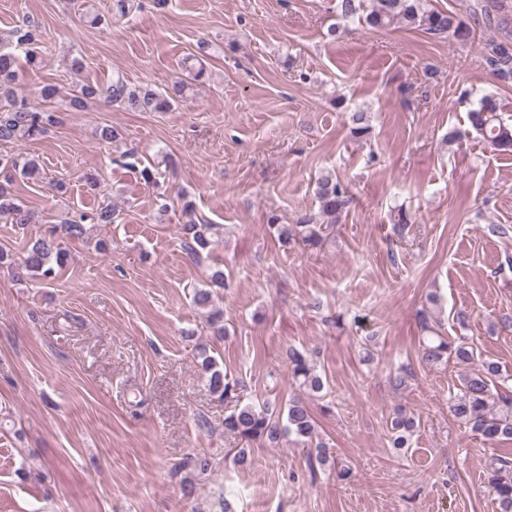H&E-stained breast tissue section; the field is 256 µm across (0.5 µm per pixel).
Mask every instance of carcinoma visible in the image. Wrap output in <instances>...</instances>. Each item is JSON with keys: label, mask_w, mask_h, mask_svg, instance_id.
<instances>
[{"label": "carcinoma", "mask_w": 512, "mask_h": 512, "mask_svg": "<svg viewBox=\"0 0 512 512\" xmlns=\"http://www.w3.org/2000/svg\"><path fill=\"white\" fill-rule=\"evenodd\" d=\"M472 12L484 23L497 30L498 38L485 46V64L494 76L506 81L512 79V0H475ZM338 16L347 20H358L372 29L409 28L421 29L435 36L453 35L461 42L473 38L471 25L445 12L432 9L426 0H373L371 9H366L364 0H336ZM38 25L25 20L15 27L7 42H0V142L33 141L42 137L50 127L60 122L59 111L53 108H35L24 100L11 98V85L18 78L15 70L17 53L24 54L27 61L37 58L40 50L36 38ZM204 76V68L187 69L186 74L177 78L165 88L152 89L132 87L119 77L102 89L85 84L68 101V108L80 109L90 100H104L112 104H124L132 110L165 112L171 106L187 97L195 82ZM470 129L448 132V142L453 143L475 132L499 151L512 150V127L503 123L498 115V104L492 95L481 97L477 106L468 112ZM350 131L356 137L369 134L371 126L367 113L357 111L349 115ZM8 177L19 175L32 178L38 173L34 159L23 153L0 151V174ZM315 197L319 211L303 215L295 224L277 225V238L284 248L296 243L315 246L323 238L324 225L334 224L349 208L352 197L348 188L333 172L322 174L316 181ZM10 224L31 223V214L24 201L0 187V220ZM116 212L105 205L91 212L82 213L76 219H67L36 239L25 253L14 258L0 248V264L8 265L16 276L32 274L49 284L55 280L58 270L64 264L65 254L57 242L58 233L69 237H82L86 233L85 223L113 224ZM182 243L188 255L201 258L210 249L217 235V225L201 224L190 218L181 228ZM225 286L224 271L216 270L210 276L205 288L193 291L194 303L202 308H212L210 324L217 333L224 334V312L214 308L217 290ZM440 307L434 294L427 297V308L421 310L419 321L424 330L431 329V323L438 322ZM201 367L207 374L209 391L225 402L224 433L234 435L245 442L278 443L283 434L293 435L300 442L313 444L318 448V463L328 461L324 445L317 440L316 423L310 406L301 399L288 401L287 413H281L277 405L267 401L256 407L240 403V381L228 377L218 367L215 357L201 349ZM288 370L292 380L299 387L314 396L324 390L323 377L317 371L315 355L295 348L288 349ZM450 360L466 367L460 374L457 392L449 399L451 414L486 440L497 443L512 440V391L498 390L499 383L512 380V375H503L500 365L489 359H481L474 348L466 346L464 340H449L435 336L423 343L421 361L427 366H437ZM420 420L398 410L391 420L392 445L395 448L409 447V439L419 426ZM212 468L211 457L196 454L186 457L178 471L185 473L181 479L184 496L195 493L193 475L204 474ZM486 479L497 512H512V460L498 457L487 471Z\"/></svg>", "instance_id": "obj_1"}]
</instances>
